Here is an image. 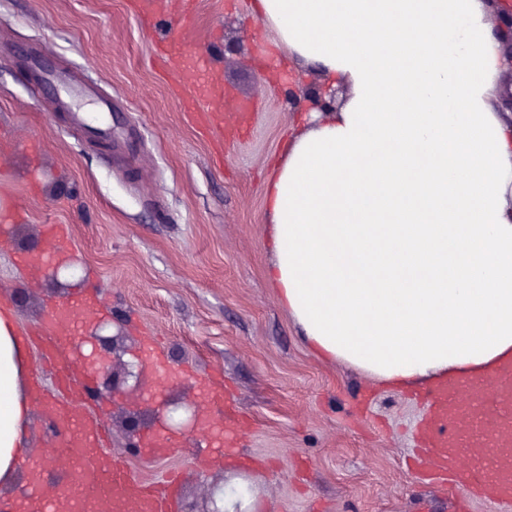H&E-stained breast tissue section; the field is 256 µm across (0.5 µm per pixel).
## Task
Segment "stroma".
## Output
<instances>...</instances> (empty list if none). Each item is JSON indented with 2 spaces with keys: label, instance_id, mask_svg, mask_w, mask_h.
Returning <instances> with one entry per match:
<instances>
[{
  "label": "stroma",
  "instance_id": "35a3bbf8",
  "mask_svg": "<svg viewBox=\"0 0 512 512\" xmlns=\"http://www.w3.org/2000/svg\"><path fill=\"white\" fill-rule=\"evenodd\" d=\"M0 0V311L27 334L26 377L43 406L24 455L56 449L41 493L67 512L65 491L86 478L73 446L45 430L60 394L43 374L36 332L65 298L20 267L46 246L49 224L69 229L54 262L76 268L98 307L118 320L124 361L141 363L149 388L201 403L210 436L160 431L166 454L131 451L127 415L158 431L137 397L96 396L86 382L80 409L99 416L108 454L139 482L179 481L173 508L221 485L225 468L246 472L273 512H454L435 484L405 466L425 416L415 392L371 381L318 357L266 280L271 261L266 187L303 112L288 88L315 83L288 60L253 0ZM182 39L209 76V107L224 127L187 122L156 54ZM110 124L103 135L101 124ZM221 373L224 394L250 422L225 467L224 405L202 386Z\"/></svg>",
  "mask_w": 512,
  "mask_h": 512
}]
</instances>
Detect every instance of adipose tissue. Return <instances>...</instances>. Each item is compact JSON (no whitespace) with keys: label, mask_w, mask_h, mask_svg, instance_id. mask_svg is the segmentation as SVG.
<instances>
[{"label":"adipose tissue","mask_w":512,"mask_h":512,"mask_svg":"<svg viewBox=\"0 0 512 512\" xmlns=\"http://www.w3.org/2000/svg\"><path fill=\"white\" fill-rule=\"evenodd\" d=\"M349 96L293 133L265 196L278 302L323 358L406 390L512 357V119L487 0H254ZM0 313V484L37 408ZM223 512H265L230 479Z\"/></svg>","instance_id":"1"}]
</instances>
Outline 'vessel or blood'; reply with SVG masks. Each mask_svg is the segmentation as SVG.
<instances>
[{"label":"vessel or blood","mask_w":512,"mask_h":512,"mask_svg":"<svg viewBox=\"0 0 512 512\" xmlns=\"http://www.w3.org/2000/svg\"><path fill=\"white\" fill-rule=\"evenodd\" d=\"M205 91L185 96V112L202 129L221 124L223 115L201 107ZM46 355L66 402L51 405L48 419L68 433L69 445L81 448V467L93 489L81 493L78 512H162L163 496L135 481L119 462L103 451L105 430L98 419L80 415L76 358L62 355L48 342ZM427 405L419 430L417 462L426 473L446 480L458 501L479 495L484 501L512 507V360L482 376L439 380L420 390Z\"/></svg>","instance_id":"b4317fda"}]
</instances>
